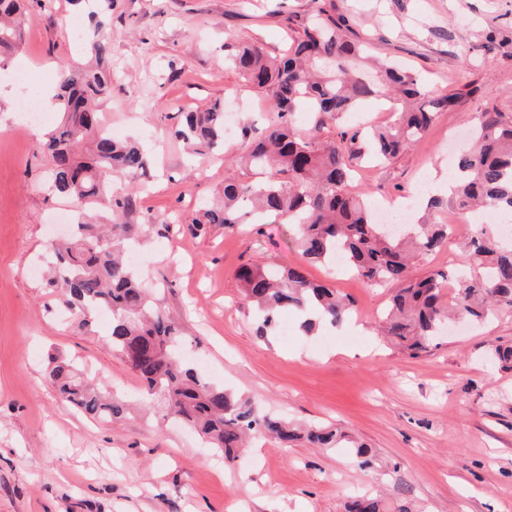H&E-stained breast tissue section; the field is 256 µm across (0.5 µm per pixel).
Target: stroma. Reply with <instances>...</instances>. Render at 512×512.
Returning <instances> with one entry per match:
<instances>
[{"mask_svg":"<svg viewBox=\"0 0 512 512\" xmlns=\"http://www.w3.org/2000/svg\"><path fill=\"white\" fill-rule=\"evenodd\" d=\"M380 60H400L437 91H459L427 136L356 186L374 204L400 199L422 175L448 171L443 142L477 112L512 114V0H321ZM310 0H117L112 92L100 111L121 137L151 153L150 177L130 224L155 218L139 246L141 279L213 383L300 425L340 427L371 448L360 469L350 449L282 447L256 437L230 467L189 428L150 408L141 380L107 344L111 321L66 310L44 280L45 248L61 233L50 220L65 198L45 190L42 128L14 143L20 95L0 75V512H345L351 498L380 494L389 512H512V313L465 325L412 357L376 326L389 292L356 275L305 262L291 226L190 223L220 204L224 181L252 180L237 165L249 145L190 157L171 131L183 113L230 98L240 126L269 112L265 92L224 65V41H258L285 53ZM79 13L69 0L28 12L15 60L41 88L83 62L70 37ZM303 267L308 278L354 302L344 324L303 335H259L235 277L246 262ZM73 361L137 404L124 419L97 422L62 400L52 359Z\"/></svg>","mask_w":512,"mask_h":512,"instance_id":"stroma-1","label":"stroma"}]
</instances>
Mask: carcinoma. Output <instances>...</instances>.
<instances>
[{
	"mask_svg": "<svg viewBox=\"0 0 512 512\" xmlns=\"http://www.w3.org/2000/svg\"><path fill=\"white\" fill-rule=\"evenodd\" d=\"M50 0H0V68L18 51L23 30L16 18L29 5L48 7ZM302 32L288 54L271 59L256 42L228 38L224 61L244 81L265 90L274 117L241 157L258 179L224 182V199L193 224L233 227L281 219L294 228L302 256L309 263L344 264L372 288L393 289L382 331L411 356L427 352L439 339L449 313L484 321L497 309L512 310V244L489 236L481 225L468 227L465 252L483 268L459 280L456 294L442 302L448 274L437 270L423 278L409 275L411 260L448 243L447 224H411L389 233L374 220L366 194L354 191L355 166L372 159L389 162L430 131L439 113L456 105L459 94H438L399 65L373 73L364 63V45L347 39L343 17L336 18L312 0ZM91 62L63 71L56 93L46 98L60 120L46 129L43 152L51 158V190L76 205L73 237L52 243L55 257L48 286L62 291L64 302L88 316L100 308L112 312L109 345L144 383L164 419L173 418L196 431L208 447L231 466L244 441L265 433L283 445L301 438L319 448H350L358 467H372L371 450L335 427L305 430L279 416L262 413L241 395L212 384L182 355L184 336L142 287L124 258L125 246L147 230L125 224L135 212L137 186L112 191L118 177L140 180L149 160L139 142L117 140L104 128L96 104L112 89L111 41L103 22L95 38L86 39ZM373 99L391 100L395 120L382 129L343 130L332 138L326 122L353 112ZM315 114L306 134L296 129L303 106ZM474 139L455 159L448 206L468 213L486 206L512 217V114L480 112L473 118ZM174 134L195 154L224 147V104L202 112H185ZM249 304L271 329L288 311L304 317L307 334L322 324L336 326L353 311V301L316 283L299 267L246 263L236 272ZM49 377L59 393L93 420L126 415L128 406L106 388L82 377L64 360L52 361ZM348 512H385L382 501L362 495Z\"/></svg>",
	"mask_w": 512,
	"mask_h": 512,
	"instance_id": "1",
	"label": "carcinoma"
}]
</instances>
